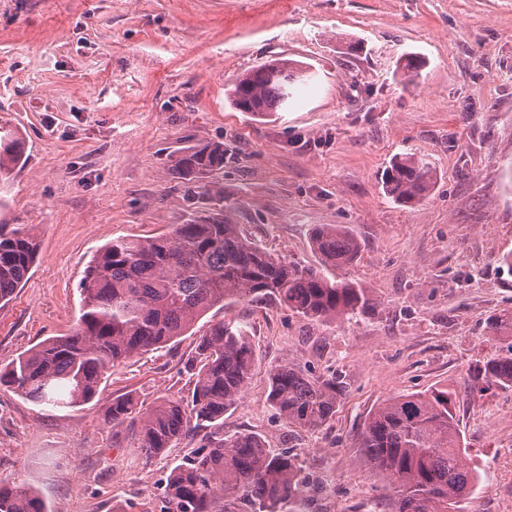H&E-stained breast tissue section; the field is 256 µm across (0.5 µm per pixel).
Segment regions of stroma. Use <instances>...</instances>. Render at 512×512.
Returning <instances> with one entry per match:
<instances>
[{"label": "stroma", "mask_w": 512, "mask_h": 512, "mask_svg": "<svg viewBox=\"0 0 512 512\" xmlns=\"http://www.w3.org/2000/svg\"><path fill=\"white\" fill-rule=\"evenodd\" d=\"M423 57L419 75L398 66ZM283 58L310 74L286 111L258 118L226 93ZM0 127L25 162L0 184V223L40 252L0 306V364L71 331L84 271L107 242L152 236L197 209L171 164L223 142L224 213L261 247L313 267L318 224L347 225L357 260L328 270L371 296L353 319L319 323L275 303H231L261 365L224 432L249 429L306 462L304 512H385L359 436L383 401L451 393L481 481L458 512L512 501V388L478 391L475 366L512 343L488 323L512 309V0H0ZM436 174L405 207L382 173L401 154ZM113 368L95 399L45 407L0 386V478L37 490L49 512H160L161 483L192 446L147 459L104 419L114 397L187 396L200 335ZM289 361L346 384L332 420L292 428L267 402L266 369Z\"/></svg>", "instance_id": "1"}]
</instances>
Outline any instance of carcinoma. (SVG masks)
<instances>
[{
	"mask_svg": "<svg viewBox=\"0 0 512 512\" xmlns=\"http://www.w3.org/2000/svg\"><path fill=\"white\" fill-rule=\"evenodd\" d=\"M302 83L296 63L264 62L239 74L228 96L240 112L270 116L288 108ZM25 153L24 138L0 135V183ZM224 143L182 149L172 167L196 184L199 195L224 200L211 178L224 169ZM435 173L414 154L387 169V194L401 204L421 201ZM317 267H299L272 254L224 216L223 209L198 211L167 234L120 237L90 261L81 281L80 315L66 336L44 339L0 365V385L46 406H78L94 399L105 375L126 360L166 346L207 313L226 303L273 302L312 321L352 317L370 304L366 289L332 281L325 271L356 261L361 244L342 224L314 228ZM26 227L0 225V303L26 282L39 253ZM491 331L512 336V309L495 315ZM249 329L222 320L195 347L198 368L191 395L145 407L131 395L112 399L106 420L131 431L147 457L188 438L191 455L171 468L161 512H300L305 465L290 452L275 453L250 430L224 434V414L247 388L256 363ZM474 388H512V355L489 359L473 377ZM345 391L336 373L313 376L288 362L268 370L270 406L289 426L315 430L336 414ZM450 393H411L384 401L361 435L365 464L388 483L392 512H450L478 484L461 447ZM0 512H49L35 491L0 480Z\"/></svg>",
	"mask_w": 512,
	"mask_h": 512,
	"instance_id": "cac0c4a2",
	"label": "carcinoma"
}]
</instances>
